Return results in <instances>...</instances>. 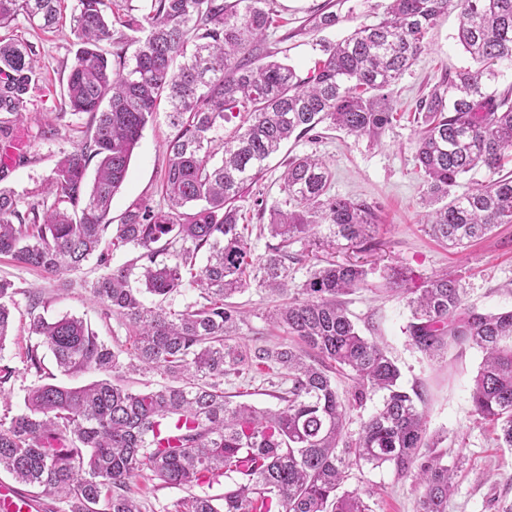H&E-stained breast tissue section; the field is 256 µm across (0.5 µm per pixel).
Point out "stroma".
I'll list each match as a JSON object with an SVG mask.
<instances>
[{"instance_id": "obj_1", "label": "stroma", "mask_w": 512, "mask_h": 512, "mask_svg": "<svg viewBox=\"0 0 512 512\" xmlns=\"http://www.w3.org/2000/svg\"><path fill=\"white\" fill-rule=\"evenodd\" d=\"M325 2L274 0L278 23L270 28L264 47L275 58H287L302 77L321 56L319 39L337 42L360 24L376 20L369 0H339L335 26L319 33H301V26ZM458 26V13L452 10L429 30L425 50L392 88L397 121L379 141L322 126L300 139L289 140L268 161L258 182L247 189L241 202L242 221L258 223L256 200L269 205L282 200L280 176L289 158L311 153L329 164L332 194L376 206L378 224L370 238L357 245L338 241L320 250L318 256L340 263L357 262L370 269L368 287L345 296V306L362 334L376 338L396 361L401 384L407 388L419 386L429 433L447 435L449 458L464 460L449 512H498L500 504L512 501V448L499 447L492 427L479 422L473 413L470 385L482 355L474 349L452 348L443 358L431 359L419 352L407 332L410 311L403 295L404 290L421 288L434 275L448 273L458 279L466 302L480 310L512 307V224L498 225L482 240L458 249L448 248L424 231L426 186L415 159L419 130L416 104L447 76L472 66L470 55L457 39ZM11 33L35 43L40 50L39 87L27 99L26 120L19 132L21 160L9 176L17 204L23 209L42 192L45 179L62 153L72 151L85 138L88 117L66 115L57 138H37L38 129L59 110L60 92L77 49L76 39L66 20L53 31L41 32L21 19ZM173 133L166 110H158L134 151L124 184L112 200V219H120L137 201L164 207L161 185L167 163L166 142ZM393 269L404 276L399 293L384 289L385 275ZM103 272L94 259L77 273L53 276L0 257V278L11 280L16 287L9 303L13 329L0 346V366L12 367L15 374L7 385V398H0V415L23 410L26 391L36 382L25 372L21 359L26 346L37 341L29 331L30 289H41L46 300L41 313L46 318L80 317L106 343L128 344L130 333L124 321L105 316L90 294L91 283ZM234 301L246 312L239 334L247 343L259 337L271 345L287 342V335L269 327L264 318L265 310L278 304V297L251 287L236 294ZM345 487L369 491L374 512H416L417 492L410 480L398 477L392 468L351 469Z\"/></svg>"}]
</instances>
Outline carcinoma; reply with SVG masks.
<instances>
[{
  "label": "carcinoma",
  "instance_id": "obj_1",
  "mask_svg": "<svg viewBox=\"0 0 512 512\" xmlns=\"http://www.w3.org/2000/svg\"><path fill=\"white\" fill-rule=\"evenodd\" d=\"M62 2L0 0V29L20 16L54 29ZM146 2L145 13L123 21L138 34L128 61L122 37L103 14L104 0H77L71 32L78 48L56 119L87 114L89 125L45 180L44 198L20 211L14 192L1 185L10 168L0 164V255L62 275L79 271L108 234L114 246L139 249L116 267L100 253L105 272L91 286L104 314L128 323L131 351L112 348L80 318L33 316L38 342L23 356L28 373L46 375L45 348L64 373L93 369L102 378L80 387H32L24 410L0 418V470L57 498L60 512H141L130 484L145 473L186 490L175 512H374L366 494L343 489L346 470L388 465L413 480L418 512H448L458 469L448 464V437L429 434L422 392L399 385L395 362L361 334L341 300L368 285L364 266L316 267L297 297L268 311L266 319L297 337L301 348L249 345L237 333L245 315L231 302L235 294L251 286L286 293L291 263L310 247L365 240L378 220L375 207L329 194L326 163L295 156L281 185L289 209L261 204L269 222L259 233L276 243L255 264L236 202L294 135L325 123L379 139L395 120L390 87L451 8L460 16L459 42L476 67L459 71L416 107V159L425 175L424 202L433 207L428 232L464 248L512 224V178H493L512 163V89H491L499 66L512 65V0H390L378 22L322 45L323 58L304 78L262 51L274 23L269 0ZM39 80L36 47L0 39L1 143L13 141ZM163 100L175 129L166 145V207L132 205L115 226L112 198ZM239 116L235 134L220 136L224 122ZM478 167L492 178L454 194ZM202 251L206 262L197 270ZM162 254L171 259L158 260ZM134 274L139 288L131 285ZM188 274L202 302L177 311L145 304L146 293L179 292ZM12 294L14 283L0 279V348L12 328L3 299ZM407 304V332L421 353L437 358L452 346L482 353L472 380L474 412L512 448V309L479 310L446 274L409 292ZM262 367L276 370L281 407L259 409L224 394V383ZM346 369L355 385L342 399L333 374ZM126 372L153 373L165 383L136 391L112 381ZM378 392L381 406L357 437L347 435L352 411ZM216 476L232 480L223 495L194 492Z\"/></svg>",
  "mask_w": 512,
  "mask_h": 512
}]
</instances>
